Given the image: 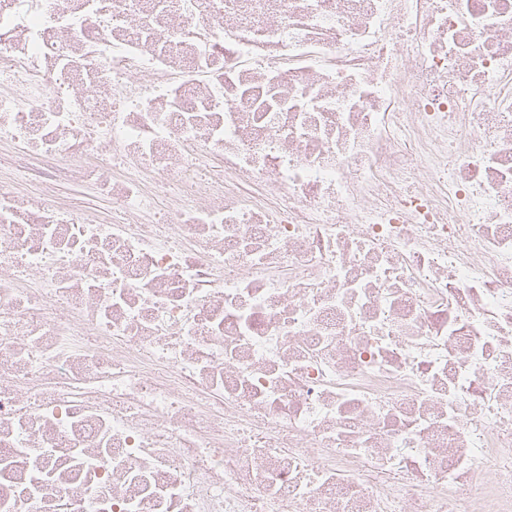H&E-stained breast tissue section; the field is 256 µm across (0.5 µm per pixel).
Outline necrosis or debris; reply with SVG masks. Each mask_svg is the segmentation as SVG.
Returning <instances> with one entry per match:
<instances>
[{
  "label": "necrosis or debris",
  "mask_w": 512,
  "mask_h": 512,
  "mask_svg": "<svg viewBox=\"0 0 512 512\" xmlns=\"http://www.w3.org/2000/svg\"><path fill=\"white\" fill-rule=\"evenodd\" d=\"M0 512H512V0H0ZM59 197L66 203H76L82 205L91 213H95L101 218L108 219V203L86 194L80 187L62 183L59 187Z\"/></svg>",
  "instance_id": "1"
}]
</instances>
